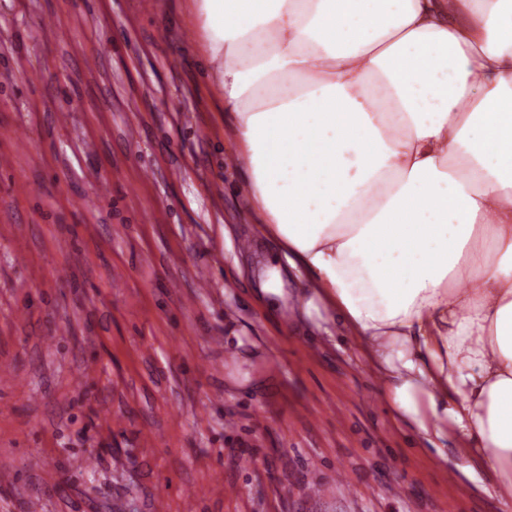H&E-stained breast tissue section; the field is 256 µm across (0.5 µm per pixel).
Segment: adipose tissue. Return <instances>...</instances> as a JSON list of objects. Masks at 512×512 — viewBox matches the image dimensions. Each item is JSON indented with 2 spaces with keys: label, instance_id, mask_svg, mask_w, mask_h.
Listing matches in <instances>:
<instances>
[{
  "label": "adipose tissue",
  "instance_id": "1",
  "mask_svg": "<svg viewBox=\"0 0 512 512\" xmlns=\"http://www.w3.org/2000/svg\"><path fill=\"white\" fill-rule=\"evenodd\" d=\"M249 208L399 419L512 504V0H195Z\"/></svg>",
  "mask_w": 512,
  "mask_h": 512
}]
</instances>
